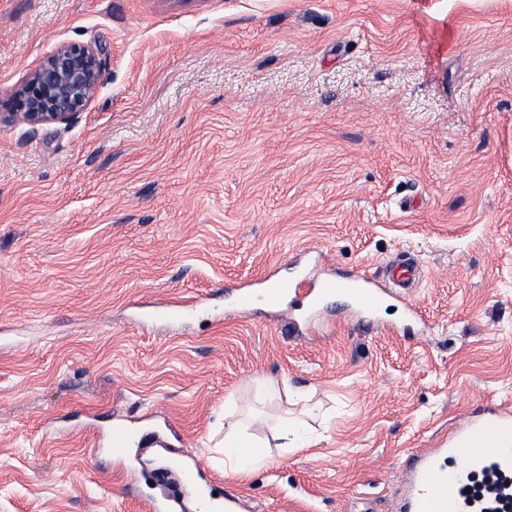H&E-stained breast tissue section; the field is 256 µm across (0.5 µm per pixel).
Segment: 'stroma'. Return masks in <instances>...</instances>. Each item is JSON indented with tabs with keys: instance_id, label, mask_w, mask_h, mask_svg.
I'll return each instance as SVG.
<instances>
[{
	"instance_id": "1",
	"label": "stroma",
	"mask_w": 512,
	"mask_h": 512,
	"mask_svg": "<svg viewBox=\"0 0 512 512\" xmlns=\"http://www.w3.org/2000/svg\"><path fill=\"white\" fill-rule=\"evenodd\" d=\"M61 43L104 49L85 110L0 123V512H145L158 436L208 499L395 512L408 456L512 408V0H0V113ZM398 255L423 322L344 295L292 339L226 295ZM232 415L231 408L224 409V463L233 464V470L236 474L247 475L251 463L248 460V451L245 448H253L252 444L246 439L241 428L236 422L230 419ZM276 439L282 448H305L310 439L309 429L299 421L286 420L276 428Z\"/></svg>"
}]
</instances>
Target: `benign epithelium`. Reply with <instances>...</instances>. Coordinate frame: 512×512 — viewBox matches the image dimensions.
<instances>
[{"label":"benign epithelium","instance_id":"7a95c632","mask_svg":"<svg viewBox=\"0 0 512 512\" xmlns=\"http://www.w3.org/2000/svg\"><path fill=\"white\" fill-rule=\"evenodd\" d=\"M101 55L95 44L58 45L16 88L7 119L31 127L72 122L97 91Z\"/></svg>","mask_w":512,"mask_h":512}]
</instances>
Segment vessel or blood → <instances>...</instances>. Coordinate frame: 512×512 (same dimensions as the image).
I'll use <instances>...</instances> for the list:
<instances>
[{
  "mask_svg": "<svg viewBox=\"0 0 512 512\" xmlns=\"http://www.w3.org/2000/svg\"><path fill=\"white\" fill-rule=\"evenodd\" d=\"M386 277L398 288L397 297L408 305L409 318L417 311L410 304L411 293L422 276L420 265L413 259L398 256L385 264ZM349 293L359 314L370 317L384 303L386 291L362 275L340 279L307 277L290 282L287 287H269L260 292L242 291L241 309L253 304L280 312L287 311L289 324L297 331L308 325L307 315L321 302L339 293ZM492 464L502 471L512 470V411L489 409L466 417L445 448L417 460L408 472L411 491L399 512H461L463 507L455 486L472 469Z\"/></svg>",
  "mask_w": 512,
  "mask_h": 512,
  "instance_id": "obj_1",
  "label": "vessel or blood"
}]
</instances>
